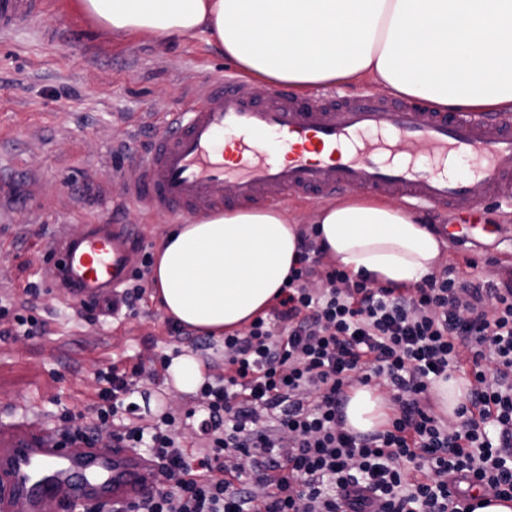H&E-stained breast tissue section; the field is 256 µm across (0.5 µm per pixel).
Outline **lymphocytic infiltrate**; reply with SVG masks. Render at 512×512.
Instances as JSON below:
<instances>
[{
	"label": "lymphocytic infiltrate",
	"instance_id": "1",
	"mask_svg": "<svg viewBox=\"0 0 512 512\" xmlns=\"http://www.w3.org/2000/svg\"><path fill=\"white\" fill-rule=\"evenodd\" d=\"M301 230L302 253L266 315L225 335L224 376L205 379L210 436L190 455L177 415L124 421L146 369L102 368L96 414L62 437L143 448L158 487L129 512H471L474 490L512 499V272L498 281L442 267L424 283L381 286L324 262ZM458 374L470 388L455 421L432 385ZM388 387L387 426H345L354 384Z\"/></svg>",
	"mask_w": 512,
	"mask_h": 512
}]
</instances>
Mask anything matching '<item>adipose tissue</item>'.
<instances>
[{
    "mask_svg": "<svg viewBox=\"0 0 512 512\" xmlns=\"http://www.w3.org/2000/svg\"><path fill=\"white\" fill-rule=\"evenodd\" d=\"M116 37H209L247 80L306 92L371 79L444 110H512V0H78ZM322 245L350 275L415 285L438 268L442 242L420 215L347 194L311 212ZM301 253L278 206L227 209L171 225L155 254L153 297L204 336L266 314ZM387 396L350 390L347 426L382 429Z\"/></svg>",
    "mask_w": 512,
    "mask_h": 512,
    "instance_id": "obj_1",
    "label": "adipose tissue"
}]
</instances>
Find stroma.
<instances>
[{"instance_id":"stroma-1","label":"stroma","mask_w":512,"mask_h":512,"mask_svg":"<svg viewBox=\"0 0 512 512\" xmlns=\"http://www.w3.org/2000/svg\"><path fill=\"white\" fill-rule=\"evenodd\" d=\"M231 70L205 34L173 43L119 40L77 13L72 0H52L43 23L0 35V180L15 185L13 197L0 201V298L22 300L34 286L31 313L43 323L41 332L21 336L0 319V413L28 411L53 427L64 412L73 424L89 422L99 369L148 366L177 346L150 295L113 319L47 290L43 268L60 229L78 237L91 224L135 225L141 250L156 252L169 219L125 199V183L140 175L133 152L149 146L162 114L186 106L191 85ZM478 202L496 235L472 231L471 213L445 209V220L469 232L448 240L442 261L463 278L494 280L512 266V220L503 221L499 200L484 194ZM168 378L162 369L142 377L132 399L145 424L167 410H194L174 436L196 452L208 413Z\"/></svg>"}]
</instances>
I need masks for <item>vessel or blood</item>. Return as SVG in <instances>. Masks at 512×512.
<instances>
[{
  "label": "vessel or blood",
  "instance_id": "obj_1",
  "mask_svg": "<svg viewBox=\"0 0 512 512\" xmlns=\"http://www.w3.org/2000/svg\"><path fill=\"white\" fill-rule=\"evenodd\" d=\"M48 0H0V34L46 14ZM275 141L276 152L266 150ZM466 157L470 178L449 172ZM139 179L125 197L140 210L174 218L224 204L244 208L289 197L359 187L404 207L471 203V180L512 202V114L438 112L407 100L321 94L301 104L280 93L259 105L254 90L232 74L200 85L194 103L169 113L152 146L138 154ZM128 224H92L84 237L57 235L45 267L49 288L84 304L116 296L133 272ZM159 481V466L134 448L63 441L34 416L0 418V512H76L106 502L127 507Z\"/></svg>",
  "mask_w": 512,
  "mask_h": 512
}]
</instances>
